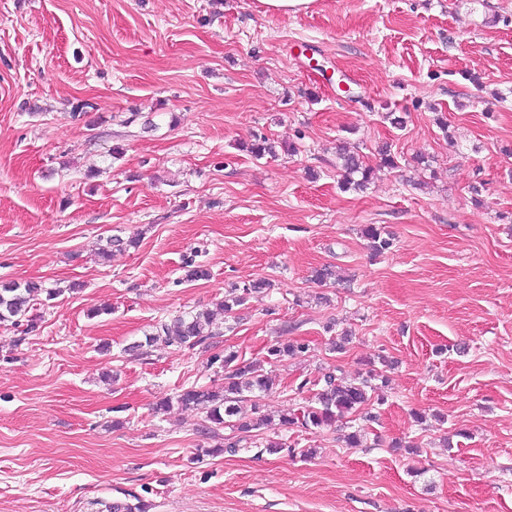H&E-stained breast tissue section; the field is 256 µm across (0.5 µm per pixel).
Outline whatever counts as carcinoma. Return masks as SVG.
I'll use <instances>...</instances> for the list:
<instances>
[{
  "label": "carcinoma",
  "mask_w": 512,
  "mask_h": 512,
  "mask_svg": "<svg viewBox=\"0 0 512 512\" xmlns=\"http://www.w3.org/2000/svg\"><path fill=\"white\" fill-rule=\"evenodd\" d=\"M339 160L340 168L344 172L345 186L360 189L369 183L374 169L363 165L357 154L342 152L339 154ZM364 234L373 253L381 254L389 248L390 241L381 237L375 227H366ZM268 285L269 282L266 280H253L243 285L240 293L235 288L230 290L223 300L216 303L214 310L206 308L176 316L170 321L161 320L153 326L145 341L132 342L126 346L125 351L144 355L146 348L158 344L180 349L204 346L208 340L223 335L221 326L216 323V312L230 314L234 308L244 304L247 295L258 292ZM42 293L45 294V300L51 301L57 297L60 290L45 288L34 281L0 284V323L11 322L18 325L24 321L25 331H35L36 320H28L26 315L30 311L31 301ZM305 349L306 346L297 341L281 342L269 348L267 360L280 361L285 357L296 356ZM210 364H217L224 370V388L212 390L191 386L181 390L176 395V401L184 408L204 411L206 421L216 427L223 426L227 419L239 414L238 402L243 394H267L273 389V382L263 373V366L259 361L240 362L236 353L229 352L222 356H212ZM372 379L374 375L370 374L343 384L337 382L334 373L328 372L323 376V385L317 393L316 402L290 411L282 416L280 422L283 425L304 429L330 426L336 418L363 410L370 404L374 391Z\"/></svg>",
  "instance_id": "obj_1"
}]
</instances>
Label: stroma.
Here are the masks:
<instances>
[{"label":"stroma","mask_w":512,"mask_h":512,"mask_svg":"<svg viewBox=\"0 0 512 512\" xmlns=\"http://www.w3.org/2000/svg\"><path fill=\"white\" fill-rule=\"evenodd\" d=\"M257 279L210 347L126 353ZM29 280L62 294L0 325V512H512V0H0V281ZM226 351L265 360L240 408L273 423L210 456L231 425L154 408ZM373 359L374 421L280 425ZM313 0H260L266 12L296 15L306 12ZM338 159L341 161L340 168L344 172L346 187L354 186V188L360 189L369 183L374 169L364 166L358 154L342 152L339 153Z\"/></svg>","instance_id":"obj_1"}]
</instances>
